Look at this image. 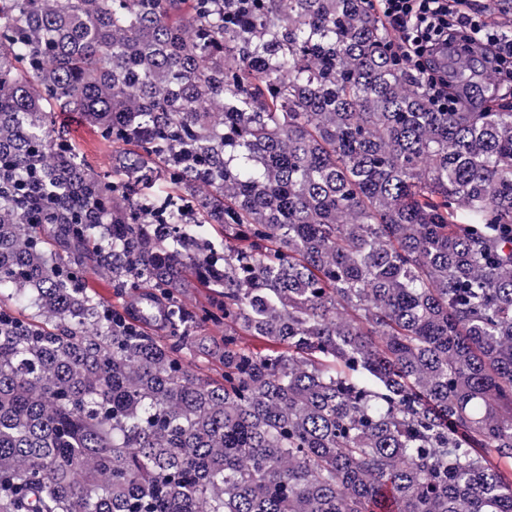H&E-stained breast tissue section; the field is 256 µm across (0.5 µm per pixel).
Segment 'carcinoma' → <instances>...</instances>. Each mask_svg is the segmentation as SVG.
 I'll return each mask as SVG.
<instances>
[{"label":"carcinoma","mask_w":512,"mask_h":512,"mask_svg":"<svg viewBox=\"0 0 512 512\" xmlns=\"http://www.w3.org/2000/svg\"><path fill=\"white\" fill-rule=\"evenodd\" d=\"M388 43L368 0H0V283L35 311L0 304V512H512V86L439 111ZM50 120L52 130L63 131L95 171L112 175V168L119 163V149L101 140L85 125L80 112L56 111ZM45 233L52 244V249L61 260L76 265L84 272L85 283L93 288L95 294L112 310L122 311L130 300L128 290L120 291L113 287L112 280L102 270L93 267L86 259L83 250L73 249L70 242L61 236L55 226L47 225Z\"/></svg>","instance_id":"carcinoma-1"}]
</instances>
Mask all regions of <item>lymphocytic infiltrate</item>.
Listing matches in <instances>:
<instances>
[{"label": "lymphocytic infiltrate", "instance_id": "f902f5d3", "mask_svg": "<svg viewBox=\"0 0 512 512\" xmlns=\"http://www.w3.org/2000/svg\"><path fill=\"white\" fill-rule=\"evenodd\" d=\"M390 35L394 54L428 78L431 103L440 109H459L462 102L448 90V73L438 58L454 48L449 26L467 35L470 53L480 55L486 69L498 70L512 58V34L500 32L484 15L469 12L466 0H371Z\"/></svg>", "mask_w": 512, "mask_h": 512}]
</instances>
